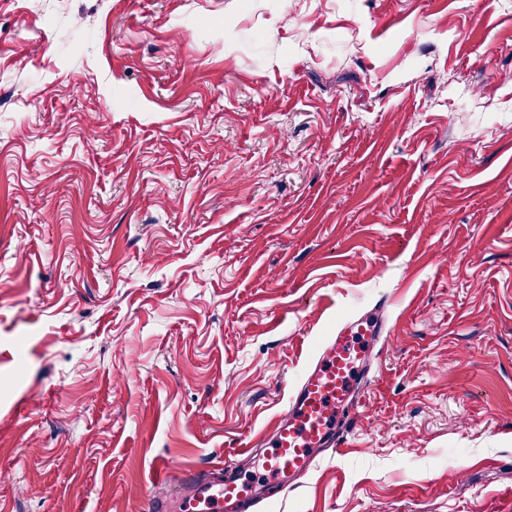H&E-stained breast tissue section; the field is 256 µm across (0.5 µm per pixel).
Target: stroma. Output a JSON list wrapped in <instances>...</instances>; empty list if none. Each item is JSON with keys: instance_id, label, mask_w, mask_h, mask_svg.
<instances>
[{"instance_id": "stroma-1", "label": "stroma", "mask_w": 512, "mask_h": 512, "mask_svg": "<svg viewBox=\"0 0 512 512\" xmlns=\"http://www.w3.org/2000/svg\"><path fill=\"white\" fill-rule=\"evenodd\" d=\"M368 315L250 512H512V0H0V512L172 510ZM364 323L371 325L374 342L379 335L377 323L366 320L357 330ZM355 332L340 333L329 342L291 396L285 418L275 426L270 450L260 459L263 472L271 476L270 490L288 489L311 467L314 450L331 446L339 438L366 356L364 346L351 336Z\"/></svg>"}]
</instances>
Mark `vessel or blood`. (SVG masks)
Here are the masks:
<instances>
[{"label": "vessel or blood", "instance_id": "1", "mask_svg": "<svg viewBox=\"0 0 512 512\" xmlns=\"http://www.w3.org/2000/svg\"><path fill=\"white\" fill-rule=\"evenodd\" d=\"M365 358V348L343 332L323 349L317 364L304 376L279 421L270 449L261 460L270 474L269 489H288L314 461V451L335 443L349 415L352 395ZM244 481L229 478L195 486L182 500V512H223L225 503L243 500Z\"/></svg>", "mask_w": 512, "mask_h": 512}]
</instances>
